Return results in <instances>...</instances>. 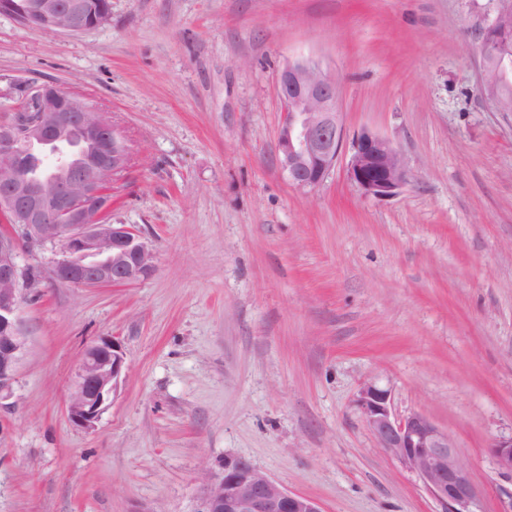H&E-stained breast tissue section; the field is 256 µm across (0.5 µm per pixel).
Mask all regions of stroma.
Segmentation results:
<instances>
[{
    "label": "stroma",
    "mask_w": 512,
    "mask_h": 512,
    "mask_svg": "<svg viewBox=\"0 0 512 512\" xmlns=\"http://www.w3.org/2000/svg\"><path fill=\"white\" fill-rule=\"evenodd\" d=\"M496 0H112L79 33L0 14V112L54 82L110 113L112 179L155 271L127 286L37 281L0 400V512H193L245 458L323 512H443L356 405L454 438L478 512H512L492 444L512 435V112L479 91L476 29ZM335 76L346 141L369 131L411 181L364 195L339 159L314 188L276 152L277 77ZM118 339L126 376L92 431L66 402L85 350Z\"/></svg>",
    "instance_id": "stroma-1"
}]
</instances>
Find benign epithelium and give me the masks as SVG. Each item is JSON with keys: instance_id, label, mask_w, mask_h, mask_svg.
<instances>
[{"instance_id": "7a95c632", "label": "benign epithelium", "mask_w": 512, "mask_h": 512, "mask_svg": "<svg viewBox=\"0 0 512 512\" xmlns=\"http://www.w3.org/2000/svg\"><path fill=\"white\" fill-rule=\"evenodd\" d=\"M495 16L479 31L482 55L481 93L499 111L512 110V54L502 44V19L512 0H498ZM9 8L33 28L78 33L90 28L82 0H20ZM285 106L277 153L288 180L300 188L320 185L343 148L335 78L318 62L301 60L278 75ZM84 132V145L74 143L72 158L60 173L36 178L21 173L34 147L70 141ZM129 149L108 113L87 98L53 83L31 89L14 122L0 127V213L12 217L10 231L0 234V399L11 390L26 345L19 317L30 285L29 269L20 265L19 243L56 253L47 269L54 283L75 288L131 285L155 270L152 248L129 224H112V176L127 169ZM350 179L367 195H396L411 171L392 143L372 132L362 133L348 163ZM125 356L110 336L87 348L67 401L70 421L87 431L95 428L124 380ZM357 405L379 447L415 472L444 512H475L477 492L467 464L451 435L426 414L393 413L391 392L368 379ZM498 468L512 472V437L492 445ZM195 512H323L309 497L290 493L249 460L231 459L224 471L208 476Z\"/></svg>"}]
</instances>
